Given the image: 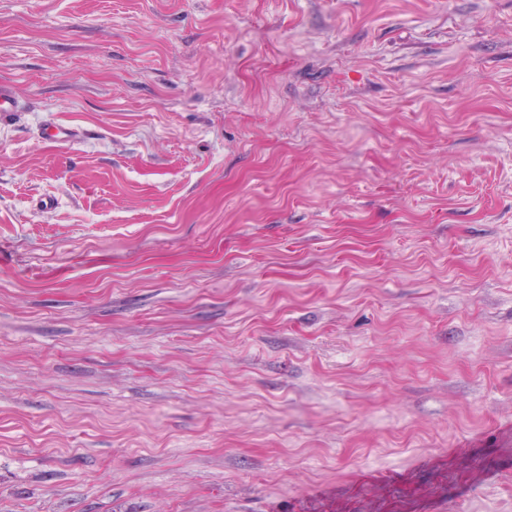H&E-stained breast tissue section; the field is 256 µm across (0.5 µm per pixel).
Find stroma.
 <instances>
[{"label": "stroma", "mask_w": 512, "mask_h": 512, "mask_svg": "<svg viewBox=\"0 0 512 512\" xmlns=\"http://www.w3.org/2000/svg\"><path fill=\"white\" fill-rule=\"evenodd\" d=\"M0 85V512H512V0H0Z\"/></svg>", "instance_id": "35a3bbf8"}]
</instances>
